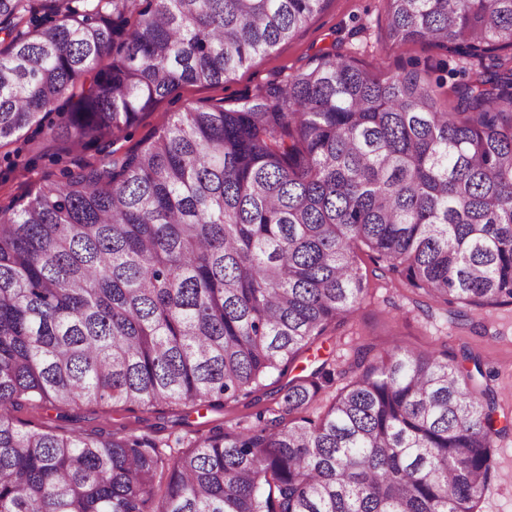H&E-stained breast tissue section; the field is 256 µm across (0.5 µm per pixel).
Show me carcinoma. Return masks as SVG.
Wrapping results in <instances>:
<instances>
[{
    "instance_id": "obj_1",
    "label": "carcinoma",
    "mask_w": 512,
    "mask_h": 512,
    "mask_svg": "<svg viewBox=\"0 0 512 512\" xmlns=\"http://www.w3.org/2000/svg\"><path fill=\"white\" fill-rule=\"evenodd\" d=\"M0 0V143L59 107L121 133L216 84L327 0ZM390 37L492 59L448 89L323 51L232 109L193 107L142 149L0 209V512H477L505 428L470 352L324 361L259 406L363 304L377 269L435 303L512 304V0H386ZM256 407L157 440L27 429L46 403Z\"/></svg>"
}]
</instances>
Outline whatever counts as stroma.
Returning <instances> with one entry per match:
<instances>
[{
	"label": "stroma",
	"mask_w": 512,
	"mask_h": 512,
	"mask_svg": "<svg viewBox=\"0 0 512 512\" xmlns=\"http://www.w3.org/2000/svg\"><path fill=\"white\" fill-rule=\"evenodd\" d=\"M323 50L354 58L381 78L416 70L433 82L462 65L458 56L429 43H393L385 0H328L290 40L257 56L248 68L220 84L179 88L158 108L140 113L113 140L87 147L67 145L58 128L60 115L49 114L42 130L26 131L20 139L0 147V208L34 195L45 180L66 181L70 171L108 152L121 155L143 147L174 113L199 106L229 107L261 87L284 82L288 75L310 66ZM397 345L413 351L451 353L469 348L491 373L489 384L497 395L499 413L512 417V305L477 312L457 304H436L428 310L416 304L414 295L375 279L364 304L303 353L297 365L311 369L328 359L345 369L362 347H370L372 355L378 356ZM250 414L241 400L196 410L163 406L135 411L95 404L59 408L47 403L35 409L22 408L17 416L34 427L60 434L126 427L148 428L156 437L173 439L238 422L246 424ZM478 510L512 512V430L498 442L495 467Z\"/></svg>",
	"instance_id": "35a3bbf8"
}]
</instances>
